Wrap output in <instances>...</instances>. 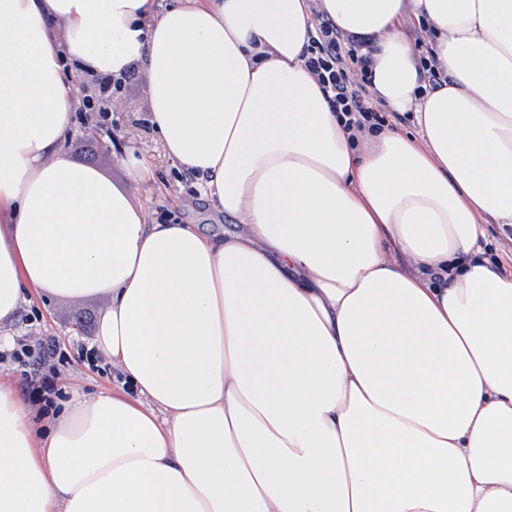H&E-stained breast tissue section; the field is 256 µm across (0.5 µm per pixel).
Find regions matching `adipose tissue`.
Instances as JSON below:
<instances>
[{"label": "adipose tissue", "instance_id": "1", "mask_svg": "<svg viewBox=\"0 0 512 512\" xmlns=\"http://www.w3.org/2000/svg\"><path fill=\"white\" fill-rule=\"evenodd\" d=\"M319 12L416 135L350 138L305 66ZM65 59L141 66L167 155L241 230L150 223L73 163ZM490 222L512 227V0H0V331L108 296L119 373L39 423L0 382V512H512Z\"/></svg>", "mask_w": 512, "mask_h": 512}]
</instances>
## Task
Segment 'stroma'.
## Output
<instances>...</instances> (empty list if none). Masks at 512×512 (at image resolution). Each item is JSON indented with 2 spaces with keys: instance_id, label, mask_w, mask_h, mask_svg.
Wrapping results in <instances>:
<instances>
[{
  "instance_id": "1",
  "label": "stroma",
  "mask_w": 512,
  "mask_h": 512,
  "mask_svg": "<svg viewBox=\"0 0 512 512\" xmlns=\"http://www.w3.org/2000/svg\"><path fill=\"white\" fill-rule=\"evenodd\" d=\"M151 116L147 77L141 74L122 91L120 110L112 115L121 127L118 136L108 138L89 123L83 138L68 140L66 153L74 163L98 169L124 192L133 207L146 211L149 219L168 212L178 222L198 225L208 233L240 229L238 219L224 216L202 189L186 179L177 164L167 157ZM137 161L151 168L153 180L144 181L134 174L133 164ZM106 306V299L101 297L41 301L37 304L41 314L39 323L28 326L15 321L12 334L17 337L33 331L58 337L66 344L72 359L62 382L63 390L80 388L88 393L108 390L112 387L111 379L90 370L77 355L81 346L93 345Z\"/></svg>"
}]
</instances>
